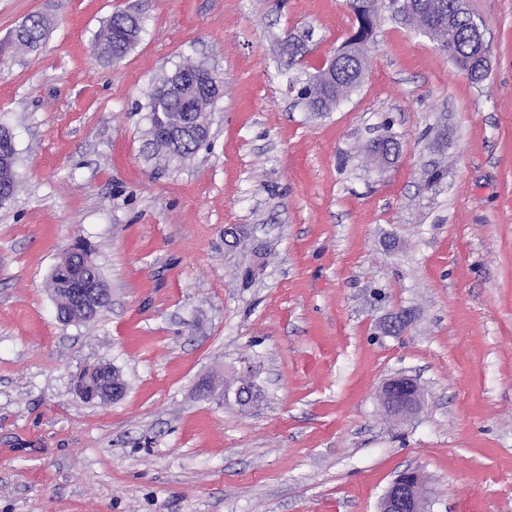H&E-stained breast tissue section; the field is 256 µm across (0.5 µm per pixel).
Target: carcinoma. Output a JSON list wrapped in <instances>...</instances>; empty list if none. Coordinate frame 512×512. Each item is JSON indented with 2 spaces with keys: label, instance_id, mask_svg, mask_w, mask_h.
Returning a JSON list of instances; mask_svg holds the SVG:
<instances>
[{
  "label": "carcinoma",
  "instance_id": "carcinoma-1",
  "mask_svg": "<svg viewBox=\"0 0 512 512\" xmlns=\"http://www.w3.org/2000/svg\"><path fill=\"white\" fill-rule=\"evenodd\" d=\"M399 4L401 7L397 9L392 4L386 5V0H354L355 37L363 48L369 47L380 24L381 13L386 9L409 29L412 28L413 19L419 18L420 22L439 33V39L435 40L438 48L444 52L451 51L449 59L456 67L467 71L473 83L481 84L487 79L489 68L482 62L481 45L473 24L475 18L468 12L463 0H399ZM48 28L49 21L45 17L39 14L30 15L14 36L16 48L24 52L37 49ZM143 30L142 13L116 12L94 34L93 52L102 61H120L140 42ZM353 49L354 43L349 37L336 53L340 65L336 67L331 78H324L323 71L319 70L305 79L300 94L309 111H332L339 104L340 86L345 82L361 79ZM305 54V43L299 38L289 39L278 47V55L285 58L290 67L300 63ZM205 66L207 63L202 60L187 59L173 72L163 74L157 87L147 95L148 112L160 113L163 125L174 129L193 118H204L212 111L214 98L197 91L193 99L187 101L182 94L174 97L161 96L157 88L166 86L177 78L193 81ZM156 128L157 124L149 123L146 140V158L156 164L181 162L193 155L201 144L198 139L188 138L183 142L181 150L174 151L168 139L157 132ZM19 186L14 143L9 131L0 126V207L11 201Z\"/></svg>",
  "mask_w": 512,
  "mask_h": 512
}]
</instances>
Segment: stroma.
<instances>
[{
    "label": "stroma",
    "mask_w": 512,
    "mask_h": 512,
    "mask_svg": "<svg viewBox=\"0 0 512 512\" xmlns=\"http://www.w3.org/2000/svg\"><path fill=\"white\" fill-rule=\"evenodd\" d=\"M465 4L482 84L388 16L358 88L316 114L294 85L353 32L346 0H0L21 181L0 208V512H376L408 467L433 512H512V0ZM120 10L144 32L107 64L90 43ZM34 13L46 38L15 54ZM291 37L288 70L272 43ZM187 56L223 92L208 142L158 165L147 94ZM385 136L398 158L368 160ZM79 239L111 302L63 324L47 281ZM101 361L129 383L107 405L73 390ZM401 373L423 392L408 420L379 400ZM243 374L242 407L224 380Z\"/></svg>",
    "instance_id": "1"
}]
</instances>
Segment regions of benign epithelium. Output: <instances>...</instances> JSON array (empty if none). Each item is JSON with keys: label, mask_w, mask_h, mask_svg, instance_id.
Masks as SVG:
<instances>
[{"label": "benign epithelium", "mask_w": 512, "mask_h": 512, "mask_svg": "<svg viewBox=\"0 0 512 512\" xmlns=\"http://www.w3.org/2000/svg\"><path fill=\"white\" fill-rule=\"evenodd\" d=\"M80 263L87 274L70 288L61 292L67 297L68 309L57 313L61 322L76 323L110 299L96 263L73 248L62 257V263ZM76 393L85 401L116 400L126 391L120 372L110 363L100 362L86 368V375L76 380ZM380 399L390 416L405 419L416 413L422 402L417 381L407 375L391 378L381 389ZM432 490L424 474L417 469L400 473L381 496L377 512H431Z\"/></svg>", "instance_id": "obj_1"}]
</instances>
